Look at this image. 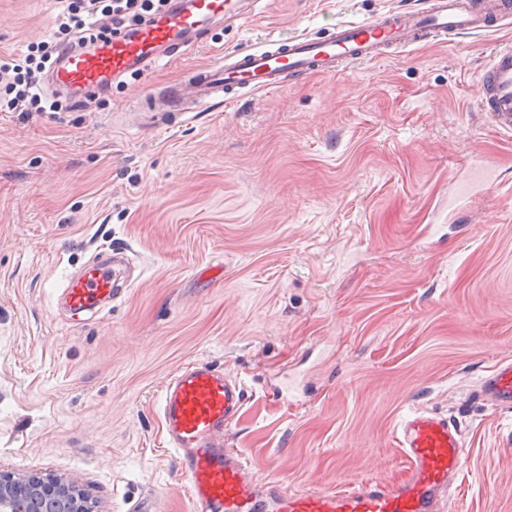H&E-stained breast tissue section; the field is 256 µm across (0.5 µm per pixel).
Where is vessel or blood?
<instances>
[{
  "mask_svg": "<svg viewBox=\"0 0 512 512\" xmlns=\"http://www.w3.org/2000/svg\"><path fill=\"white\" fill-rule=\"evenodd\" d=\"M237 7V0H192L190 8L159 15L135 35L68 55L58 65L55 80L61 86H95L161 59L164 50L182 45L186 34ZM510 19L512 0H426L420 9L337 24L322 38L270 40L262 49L225 57L197 75L191 92L173 95L171 102L187 112L235 88L274 90L291 74L333 75L390 49L403 50L434 37L478 35ZM482 80L480 111L495 128L512 133V46L493 53ZM117 293L115 270L97 260L68 276L62 290L65 307L74 317L111 301ZM483 395L492 406L512 407L511 361L499 363L486 378ZM243 405L240 383L205 361L179 367L163 387L162 429L178 456L193 512H442L440 502L465 456L461 437L447 419L413 410L397 428V443L407 462L402 481L301 493L281 488L266 499L253 476L252 462L230 447L226 437Z\"/></svg>",
  "mask_w": 512,
  "mask_h": 512,
  "instance_id": "1",
  "label": "vessel or blood"
}]
</instances>
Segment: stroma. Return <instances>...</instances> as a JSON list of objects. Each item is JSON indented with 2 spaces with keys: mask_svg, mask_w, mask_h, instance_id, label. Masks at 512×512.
<instances>
[{
  "mask_svg": "<svg viewBox=\"0 0 512 512\" xmlns=\"http://www.w3.org/2000/svg\"><path fill=\"white\" fill-rule=\"evenodd\" d=\"M420 2L257 0L108 91L0 112V471L73 480L105 512H191L160 393L200 360L241 380L229 444L267 485L400 481L396 427L423 408L465 444L449 512H512V409L479 393L512 359V136L476 106L512 25L193 118L144 104L225 54ZM57 12L0 0V57ZM486 158L494 182L458 195ZM110 250L132 260L120 295L72 319L66 275Z\"/></svg>",
  "mask_w": 512,
  "mask_h": 512,
  "instance_id": "35a3bbf8",
  "label": "stroma"
}]
</instances>
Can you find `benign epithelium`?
<instances>
[{
	"mask_svg": "<svg viewBox=\"0 0 512 512\" xmlns=\"http://www.w3.org/2000/svg\"><path fill=\"white\" fill-rule=\"evenodd\" d=\"M0 512H101L78 485L51 474L0 473Z\"/></svg>",
	"mask_w": 512,
	"mask_h": 512,
	"instance_id": "1",
	"label": "benign epithelium"
}]
</instances>
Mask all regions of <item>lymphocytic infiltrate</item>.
Instances as JSON below:
<instances>
[{
  "label": "lymphocytic infiltrate",
  "mask_w": 512,
  "mask_h": 512,
  "mask_svg": "<svg viewBox=\"0 0 512 512\" xmlns=\"http://www.w3.org/2000/svg\"><path fill=\"white\" fill-rule=\"evenodd\" d=\"M52 40L32 43L20 58L0 59V99L8 110L41 111L40 78L62 51L84 49L117 35H130L168 12L170 0H59Z\"/></svg>",
  "instance_id": "obj_1"
}]
</instances>
